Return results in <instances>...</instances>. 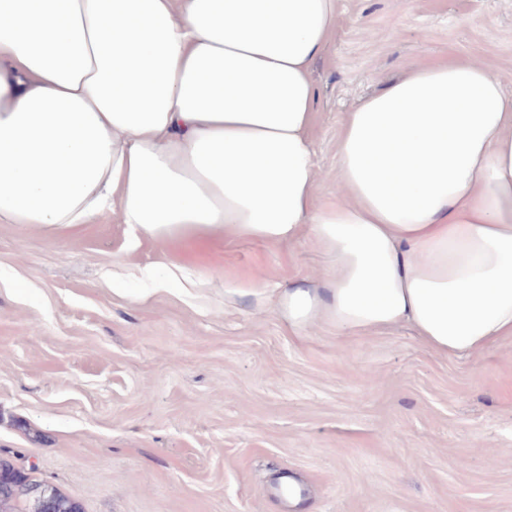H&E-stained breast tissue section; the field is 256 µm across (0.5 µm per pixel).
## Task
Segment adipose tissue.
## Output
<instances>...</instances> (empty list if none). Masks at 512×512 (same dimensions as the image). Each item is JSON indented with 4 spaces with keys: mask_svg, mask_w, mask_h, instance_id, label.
I'll return each instance as SVG.
<instances>
[{
    "mask_svg": "<svg viewBox=\"0 0 512 512\" xmlns=\"http://www.w3.org/2000/svg\"><path fill=\"white\" fill-rule=\"evenodd\" d=\"M336 0H0V223L310 241L288 325L410 326L469 358L512 336V93L476 62L408 66L347 112L317 196L313 64Z\"/></svg>",
    "mask_w": 512,
    "mask_h": 512,
    "instance_id": "1",
    "label": "adipose tissue"
}]
</instances>
